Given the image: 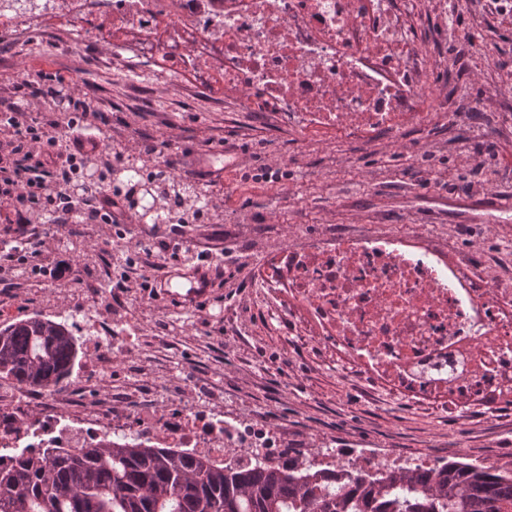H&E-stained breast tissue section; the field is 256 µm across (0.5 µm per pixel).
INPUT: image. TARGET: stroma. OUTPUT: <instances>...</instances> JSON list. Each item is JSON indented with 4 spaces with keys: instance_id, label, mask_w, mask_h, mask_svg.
Wrapping results in <instances>:
<instances>
[{
    "instance_id": "35a3bbf8",
    "label": "stroma",
    "mask_w": 512,
    "mask_h": 512,
    "mask_svg": "<svg viewBox=\"0 0 512 512\" xmlns=\"http://www.w3.org/2000/svg\"><path fill=\"white\" fill-rule=\"evenodd\" d=\"M452 27L465 41L449 42ZM425 28L424 48L440 59L439 76L455 90L428 108L463 113L464 124L357 142L301 139L273 113L245 111L235 100L216 103L191 71L170 77L158 60L143 58L133 34L120 36L118 64L41 33L22 45L0 38V99H13L21 82L57 71L73 78L97 112L88 123L92 133L127 153L167 147L173 173L186 182H194L192 167L210 150L239 148L250 156L247 166L225 170L205 187L215 219L185 225L179 253L155 249L133 272L151 277L163 266L180 283L196 263V242L222 248L224 275L209 288L204 313L151 300L136 304L122 294L111 309L77 317L81 294L112 290L110 250L87 264L70 251L53 255L60 276L0 288V309L12 322L36 313L75 315L81 338L112 318L131 323L141 354L113 359L110 382L98 386L83 374L90 353L82 351L69 385L102 394L138 389L140 411L161 406V383L199 400L220 386L226 413L287 429L292 442L331 448L342 458L433 455L512 469V405L458 412L366 383L335 350L307 336L306 323L289 316L283 288L262 278L267 263L301 242L381 225L395 235L418 228L417 244L464 260L475 287L512 283V212L493 214L478 232L430 220L445 190L512 193V20L497 16L487 0H437ZM475 40L487 45L485 55L472 56ZM485 154L496 156V165L481 163Z\"/></svg>"
}]
</instances>
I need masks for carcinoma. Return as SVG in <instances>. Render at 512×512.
Segmentation results:
<instances>
[{"label":"carcinoma","mask_w":512,"mask_h":512,"mask_svg":"<svg viewBox=\"0 0 512 512\" xmlns=\"http://www.w3.org/2000/svg\"><path fill=\"white\" fill-rule=\"evenodd\" d=\"M125 187L140 224H197L202 192L141 158L102 164ZM74 324L34 314L0 327V378L58 391L81 346ZM0 512H512V471L462 461L434 467L275 468L254 457L218 462L204 452L107 442L45 448L0 462Z\"/></svg>","instance_id":"obj_1"}]
</instances>
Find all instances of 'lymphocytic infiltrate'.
Returning <instances> with one entry per match:
<instances>
[{
  "label": "lymphocytic infiltrate",
  "mask_w": 512,
  "mask_h": 512,
  "mask_svg": "<svg viewBox=\"0 0 512 512\" xmlns=\"http://www.w3.org/2000/svg\"><path fill=\"white\" fill-rule=\"evenodd\" d=\"M20 101L0 103V129L9 134L10 165L0 166V204L12 205L14 222L22 231L21 244L0 251V285H7L5 270H18L28 263V253L48 257L62 239L51 232L54 224H97L101 242L112 238L111 228L123 221L128 206L122 197L98 189L74 197L68 192L77 165L99 154V141L78 139L86 116L82 96H71V135L67 144L47 124L34 121L40 106V91L20 84Z\"/></svg>",
  "instance_id": "f902f5d3"
}]
</instances>
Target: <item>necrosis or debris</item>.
<instances>
[{
    "label": "necrosis or debris",
    "instance_id": "4bbe7bcc",
    "mask_svg": "<svg viewBox=\"0 0 512 512\" xmlns=\"http://www.w3.org/2000/svg\"><path fill=\"white\" fill-rule=\"evenodd\" d=\"M422 0H49L28 11L0 0V36L43 31L59 20L77 35L131 30L141 54L163 58L169 75L192 69L205 87L245 93L252 112H271L300 136L331 131L361 141L400 136L457 114L427 111L446 93L438 65L420 48ZM311 314L319 343L336 348L370 380L421 402L463 409L512 398V288H471L460 262L374 231L289 251L269 267ZM132 326L113 321L91 339L85 375L100 381L113 352L130 347ZM154 448L312 461L287 450L274 430L225 415L224 398L175 402L142 420L109 395L0 390V459L37 448L107 440Z\"/></svg>",
    "mask_w": 512,
    "mask_h": 512
}]
</instances>
